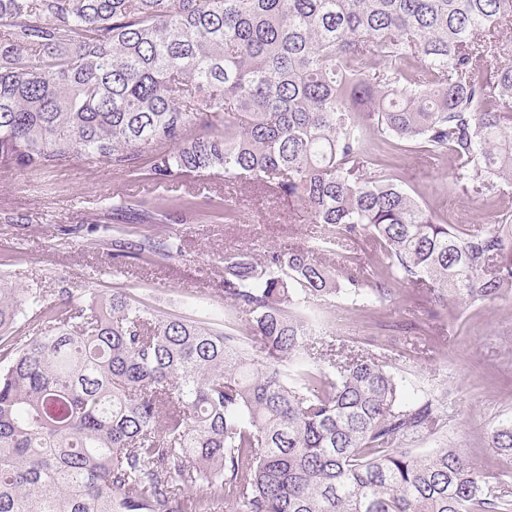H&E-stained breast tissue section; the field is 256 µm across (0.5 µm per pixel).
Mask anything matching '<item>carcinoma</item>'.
Returning a JSON list of instances; mask_svg holds the SVG:
<instances>
[{"mask_svg": "<svg viewBox=\"0 0 512 512\" xmlns=\"http://www.w3.org/2000/svg\"><path fill=\"white\" fill-rule=\"evenodd\" d=\"M512 0H0V167L94 155L155 182L243 178L321 227L224 255V314L166 318L124 291L43 303L0 280V512H512L458 448L418 453L439 400L370 352L314 345L320 302L512 295V215L438 221L387 171L448 154V191L512 184ZM385 149L372 157L370 132ZM231 198L112 201L115 220L237 217ZM372 258L326 266L342 240ZM112 258L171 259L112 237ZM34 307L37 332L12 325ZM512 457V418L490 432Z\"/></svg>", "mask_w": 512, "mask_h": 512, "instance_id": "carcinoma-1", "label": "carcinoma"}]
</instances>
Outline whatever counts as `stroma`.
<instances>
[{
	"mask_svg": "<svg viewBox=\"0 0 512 512\" xmlns=\"http://www.w3.org/2000/svg\"><path fill=\"white\" fill-rule=\"evenodd\" d=\"M452 160L412 148L398 155L400 185L441 221L464 230L490 225L493 211L481 200L452 194ZM236 198L235 222L200 220L130 224L132 237L172 238L182 246L170 260L129 258L115 262L110 242L115 195ZM317 228L287 200L249 183L225 186L213 178L176 177L164 185L118 172L110 164L87 165L73 157L50 170L0 168V278L40 290L48 302L62 291L86 301L120 289L162 316L224 321L225 254L256 253L286 244H308ZM322 341L343 347L358 341L384 356L403 380L408 397L433 392L444 419L437 434L417 442L426 453L447 445L461 449L486 480L512 472V460L490 445V431L512 417V297L470 304L452 298L433 307L427 291L402 287L393 304L337 299L323 309ZM419 322L426 333L405 332Z\"/></svg>",
	"mask_w": 512,
	"mask_h": 512,
	"instance_id": "1",
	"label": "stroma"
}]
</instances>
